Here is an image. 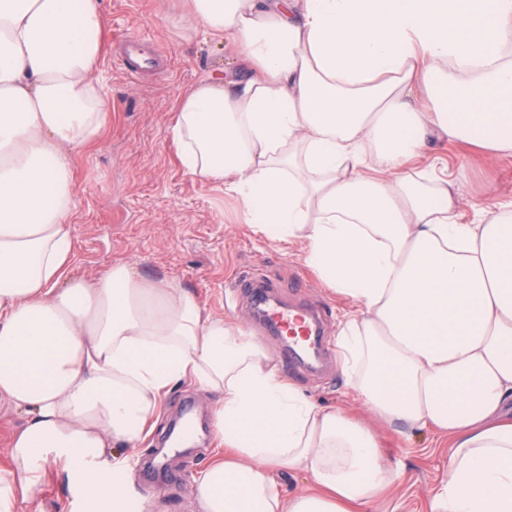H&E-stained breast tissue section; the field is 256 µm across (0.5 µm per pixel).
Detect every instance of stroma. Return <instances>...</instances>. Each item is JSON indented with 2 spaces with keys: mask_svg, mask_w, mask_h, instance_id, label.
Segmentation results:
<instances>
[{
  "mask_svg": "<svg viewBox=\"0 0 512 512\" xmlns=\"http://www.w3.org/2000/svg\"><path fill=\"white\" fill-rule=\"evenodd\" d=\"M183 2L102 0L107 36L136 34L144 50L161 48L171 67L147 72L136 81L113 63L110 53L100 59L97 75L111 109L99 139L71 160L75 254L69 274L91 279L114 263L129 262L151 279L181 284L206 314L234 317L251 332L256 329L251 305L237 284L247 276L266 277L289 299L330 308L326 339L335 342L346 305L311 276L300 247L254 234L222 185L185 174L172 153L168 128L180 95L205 77L238 73L230 44L191 30ZM429 152L442 157L449 171L461 172L458 199L465 211L489 210L512 199V157L483 156L438 140ZM285 373L320 404L339 407L348 400L336 363L321 374L297 366ZM186 403L202 419L211 410L206 392L173 386L156 433L131 452L137 464L130 492L157 493L163 512H192L193 477L213 455L212 436L206 433L193 452L167 456L165 474L146 472L144 460ZM383 439L387 456L402 466L395 498L401 512H425L448 468L447 441L428 433L404 437L387 432ZM47 470L36 502L22 512H85L67 473L52 464Z\"/></svg>",
  "mask_w": 512,
  "mask_h": 512,
  "instance_id": "1",
  "label": "stroma"
}]
</instances>
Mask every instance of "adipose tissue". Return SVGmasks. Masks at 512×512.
I'll list each match as a JSON object with an SVG mask.
<instances>
[{"mask_svg": "<svg viewBox=\"0 0 512 512\" xmlns=\"http://www.w3.org/2000/svg\"><path fill=\"white\" fill-rule=\"evenodd\" d=\"M188 16L233 39L241 74L179 100L175 155L354 305L336 334L350 402L313 401L176 282L127 262L68 277L71 157L109 110L101 0H0V407L26 416L0 512L50 462L88 512H145L124 451L180 383L215 397L195 512H378L401 476L380 424L447 437L427 512H512V200L472 220L456 178L415 181L435 139L512 156V0H188ZM282 470L311 482L284 495Z\"/></svg>", "mask_w": 512, "mask_h": 512, "instance_id": "ef3b65f1", "label": "adipose tissue"}]
</instances>
